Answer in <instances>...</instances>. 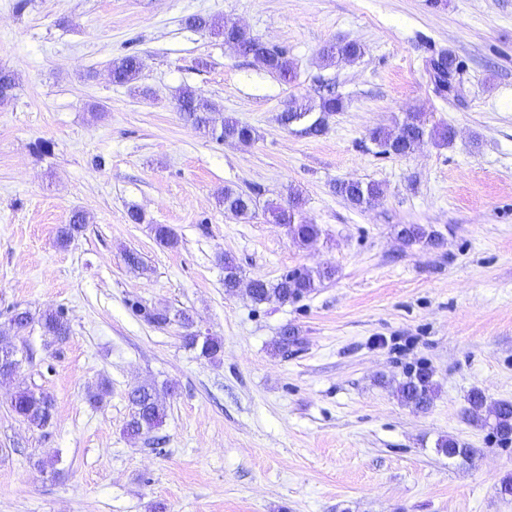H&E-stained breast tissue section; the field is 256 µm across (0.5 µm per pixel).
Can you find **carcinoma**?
I'll return each instance as SVG.
<instances>
[{
	"label": "carcinoma",
	"mask_w": 512,
	"mask_h": 512,
	"mask_svg": "<svg viewBox=\"0 0 512 512\" xmlns=\"http://www.w3.org/2000/svg\"><path fill=\"white\" fill-rule=\"evenodd\" d=\"M189 27L199 30H208L212 34L221 36L226 40H237L244 49L253 56L260 55L267 61L269 72L283 80L295 78V66L282 49L269 47L263 42L250 37L237 28L236 24L226 21L220 23L214 18L193 16L189 19ZM364 48L357 42L337 41L324 45L320 49L323 61L332 63L343 57L355 58L362 55ZM140 64L133 56H125L112 62V82L117 85L130 84L138 78ZM291 107L282 111L279 120L282 125L290 127L302 124V132L307 135H318L323 132L326 120L346 108L343 97L330 92L320 96L316 102L294 99L290 101ZM178 109L184 114L187 121L197 129L206 130L214 125L212 116L213 107L195 91L185 88L178 95ZM220 137L223 139H236L251 142L256 138V131L241 125L232 119L221 123ZM434 140L437 145L450 144L452 135L445 126L428 125L427 118L420 112H410L406 117L396 123L393 128H377L370 133V140L379 148L383 155L405 156L409 154L425 138ZM336 192L344 197L353 206L363 208L370 206L381 197V185L374 182H341L336 186ZM224 209L242 219H251L255 215V192L228 187L224 190L222 199ZM303 206L300 193L289 191L288 206L284 207L274 203L267 204L266 211L278 224L288 226L294 240L304 247L313 245L320 234L316 224H309L299 219ZM83 216H73L71 222L60 228L58 241L67 243L75 233L83 228ZM398 235L403 242L412 246L415 244L435 245L439 235L429 231L420 224L399 225ZM155 236L159 243L167 248H173L178 238L173 229L166 225L155 226ZM336 270L326 268L316 272L307 269H298L283 275L277 282L270 283L256 279L248 288V295L256 304L269 302L288 303L317 288V284L333 278ZM243 274L235 259L229 255L224 256V288L229 293L236 292ZM43 335L52 339L54 343L64 342L70 334V325L66 313L62 309L48 310L38 318ZM182 326L189 330L185 334V343L193 348L200 349V354L208 359L216 358L222 351V341L214 336L198 337L191 331L193 320L184 314L181 316ZM437 387L433 381V373L427 368H420L405 380L398 382L395 393L404 405L416 410L429 409L434 401ZM168 389H160L156 385L146 383L140 386L130 403L132 412L127 420L124 432L131 438H138L159 428L166 417L165 395ZM469 415L480 427H487L492 433L503 440L512 438V401L499 400L493 404L488 403L485 394L474 389L467 398ZM13 411L30 424L40 428L47 427L53 419L52 398L44 392H35L30 389L18 391L12 400ZM437 452L450 458H458L467 463L473 459L474 451L464 448L451 438H440L436 443Z\"/></svg>",
	"instance_id": "carcinoma-1"
}]
</instances>
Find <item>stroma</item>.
I'll list each match as a JSON object with an SVG mask.
<instances>
[{
    "label": "stroma",
    "instance_id": "35a3bbf8",
    "mask_svg": "<svg viewBox=\"0 0 512 512\" xmlns=\"http://www.w3.org/2000/svg\"><path fill=\"white\" fill-rule=\"evenodd\" d=\"M196 14L286 49L296 80L189 28ZM337 40L365 52L323 64ZM439 50L464 64L450 100L426 66ZM127 55L139 77L113 84ZM0 69L17 78L0 102V325L15 308H61L71 325L60 344L35 323L10 339L21 364L0 379V512H512V441L466 413L475 387L512 401V0H0ZM185 87L256 140L186 122ZM328 87L347 107L323 134L278 122ZM409 112L453 128L452 144L380 154L370 131ZM348 180L384 194L353 208L334 191ZM228 186L258 190L254 218L225 212ZM292 188L314 246L262 213ZM77 213L82 231L60 245ZM401 224L443 242L404 245ZM227 254L253 279L336 275L257 305L225 292ZM139 305L189 312L222 352L202 357L179 322L150 324ZM287 325L300 342L275 352ZM422 367L439 390L416 412L393 388ZM144 382L172 393L163 425L134 440L128 394ZM26 387L53 398L50 427L13 412ZM445 436L473 460L438 453Z\"/></svg>",
    "mask_w": 512,
    "mask_h": 512
}]
</instances>
